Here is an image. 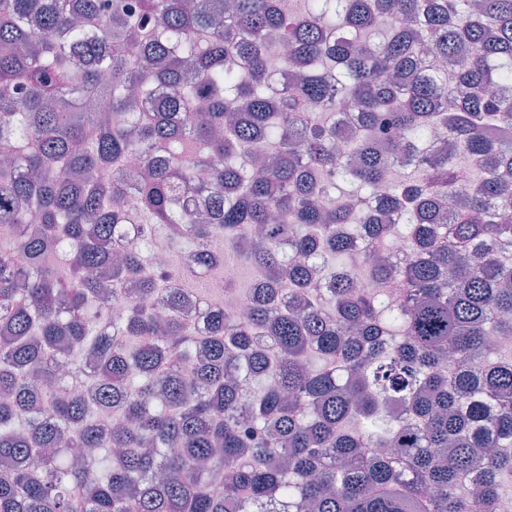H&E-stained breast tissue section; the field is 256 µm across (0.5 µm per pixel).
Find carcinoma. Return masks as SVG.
I'll list each match as a JSON object with an SVG mask.
<instances>
[{"label":"carcinoma","instance_id":"carcinoma-1","mask_svg":"<svg viewBox=\"0 0 512 512\" xmlns=\"http://www.w3.org/2000/svg\"><path fill=\"white\" fill-rule=\"evenodd\" d=\"M510 84L512 0H0V512H503ZM398 224L408 264L361 274L399 301L329 268ZM158 228L195 263L147 273ZM215 235L265 278L195 324L179 284L208 292Z\"/></svg>","mask_w":512,"mask_h":512}]
</instances>
